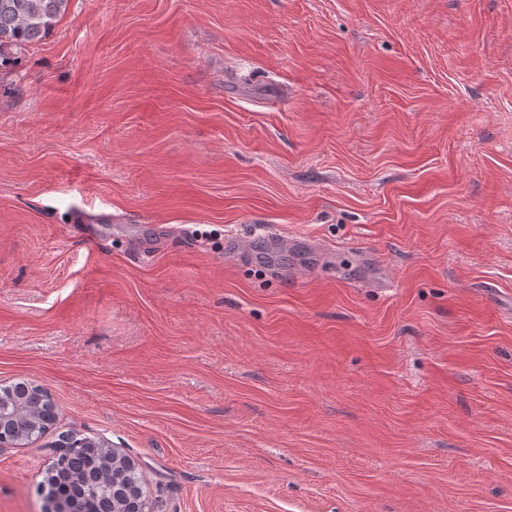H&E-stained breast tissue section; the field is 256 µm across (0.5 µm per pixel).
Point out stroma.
I'll return each mask as SVG.
<instances>
[{"instance_id":"stroma-1","label":"stroma","mask_w":512,"mask_h":512,"mask_svg":"<svg viewBox=\"0 0 512 512\" xmlns=\"http://www.w3.org/2000/svg\"><path fill=\"white\" fill-rule=\"evenodd\" d=\"M20 381L0 512L69 432L145 512H512V0H69L0 71Z\"/></svg>"}]
</instances>
